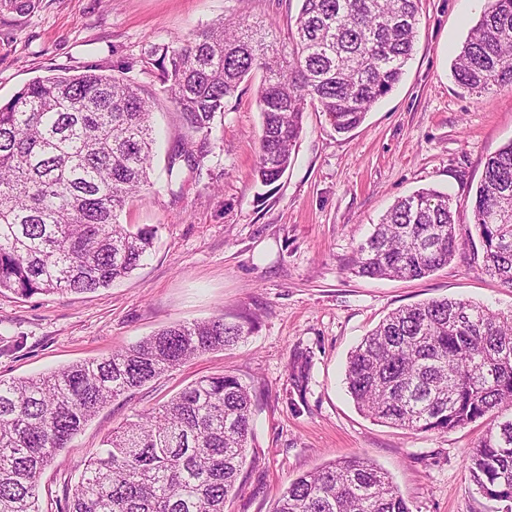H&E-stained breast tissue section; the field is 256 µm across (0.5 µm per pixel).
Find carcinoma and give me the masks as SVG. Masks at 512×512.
<instances>
[{
    "mask_svg": "<svg viewBox=\"0 0 512 512\" xmlns=\"http://www.w3.org/2000/svg\"><path fill=\"white\" fill-rule=\"evenodd\" d=\"M490 5L452 66L481 93L512 88V0ZM36 0H0L26 15ZM421 0H301L288 41L261 21L231 16L150 56L185 136L164 184L150 179L152 101L134 79L60 67L0 105V291L86 293L129 276L157 231L122 224L133 199L183 187L181 161L199 175L226 103L256 72L262 124L256 176L267 186L292 164L308 109L348 133L400 81ZM473 224L483 270L512 288V141L488 158ZM459 217L446 193L397 200L357 246L352 271L421 279L455 256ZM252 333L224 315L174 323L112 354L27 378H0V512H41L38 480L99 410L190 359ZM348 393L358 410L408 431L491 423L465 465L494 512H512V312L431 300L390 313L350 353ZM250 388L231 374L202 376L136 414L85 465L66 512H224L252 438ZM273 512H411L388 474L353 456L304 473Z\"/></svg>",
    "mask_w": 512,
    "mask_h": 512,
    "instance_id": "carcinoma-1",
    "label": "carcinoma"
}]
</instances>
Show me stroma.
<instances>
[{
    "label": "stroma",
    "instance_id": "1",
    "mask_svg": "<svg viewBox=\"0 0 512 512\" xmlns=\"http://www.w3.org/2000/svg\"><path fill=\"white\" fill-rule=\"evenodd\" d=\"M299 0H38L32 13L0 12V104L48 69L96 68L159 88L152 46L230 15L273 22L287 38ZM486 0H422L400 83L362 124L339 134L306 112L294 161L276 183L255 177L258 80L242 83L212 135L214 153L180 198L130 202L121 221L158 230L152 254L127 279L85 294L0 293V377L22 378L108 354L178 322L252 315L244 342L205 353L105 405L39 479L42 512H62L105 436L195 379L236 375L253 397V450L225 512H272L300 474L361 454L387 471L412 512H489L463 459L480 420L448 432H413L361 413L347 392L352 350L391 311L431 299L512 310V289L482 270L472 224L484 164L512 141V90L474 95L451 65ZM161 137L153 176L164 179L180 134L165 99L153 106ZM451 196L460 221L454 259L413 281L351 271L355 250L389 207L423 189Z\"/></svg>",
    "mask_w": 512,
    "mask_h": 512
}]
</instances>
